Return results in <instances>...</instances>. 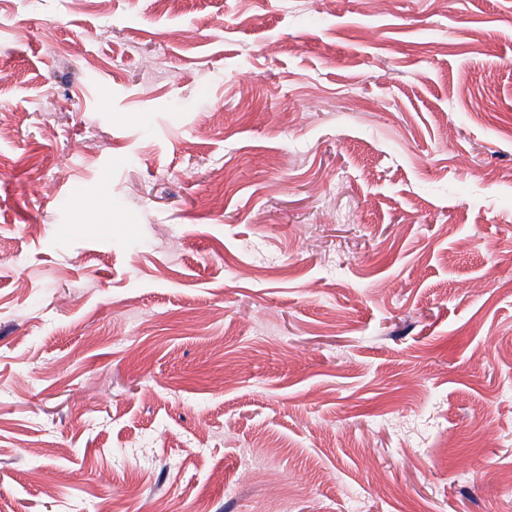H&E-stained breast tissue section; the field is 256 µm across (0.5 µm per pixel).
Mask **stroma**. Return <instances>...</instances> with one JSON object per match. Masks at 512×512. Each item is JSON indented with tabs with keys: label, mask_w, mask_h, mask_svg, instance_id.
<instances>
[{
	"label": "stroma",
	"mask_w": 512,
	"mask_h": 512,
	"mask_svg": "<svg viewBox=\"0 0 512 512\" xmlns=\"http://www.w3.org/2000/svg\"><path fill=\"white\" fill-rule=\"evenodd\" d=\"M0 125V512H512V0H0Z\"/></svg>",
	"instance_id": "obj_1"
}]
</instances>
